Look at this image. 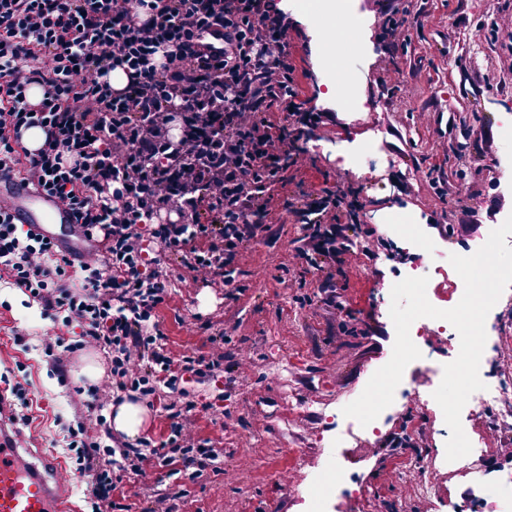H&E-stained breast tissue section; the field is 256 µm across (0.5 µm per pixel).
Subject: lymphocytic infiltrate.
Instances as JSON below:
<instances>
[{
	"instance_id": "obj_1",
	"label": "lymphocytic infiltrate",
	"mask_w": 512,
	"mask_h": 512,
	"mask_svg": "<svg viewBox=\"0 0 512 512\" xmlns=\"http://www.w3.org/2000/svg\"><path fill=\"white\" fill-rule=\"evenodd\" d=\"M373 4L375 88L390 96L429 9L426 0ZM299 37L281 0H0V180L55 198L91 245L81 285L69 284L54 241L19 232L0 212V276L80 327L72 342L52 330L39 337L51 372L67 375L83 350L110 355L104 385L90 387L93 406L67 426L92 512H131L134 498L141 512H180V494L130 490L132 476L153 457L196 480L224 456L198 438L199 406L181 382L223 373L231 339L210 337L205 354L167 351L159 312L175 271L238 300L258 278L241 268L243 252L289 222L299 227L294 259L326 309L347 316L338 283L352 233L370 259L389 245L382 226H362L351 186L310 183L296 200L279 193L315 166L304 132L341 123L321 105L298 109ZM118 68L120 92L108 79ZM32 127L45 134L33 155L23 144ZM127 401L161 406L167 434L112 432L104 408Z\"/></svg>"
}]
</instances>
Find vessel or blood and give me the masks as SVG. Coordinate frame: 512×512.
Here are the masks:
<instances>
[{"mask_svg":"<svg viewBox=\"0 0 512 512\" xmlns=\"http://www.w3.org/2000/svg\"><path fill=\"white\" fill-rule=\"evenodd\" d=\"M0 209L10 211L19 223L30 225L34 232L50 234L53 225L64 224L68 234L60 238V247L70 260L78 253L71 240L81 230L71 224L70 216L46 195L22 181L0 182ZM68 492L60 482L55 463L45 459L25 460L16 445V437L0 422V512H68Z\"/></svg>","mask_w":512,"mask_h":512,"instance_id":"obj_1","label":"vessel or blood"}]
</instances>
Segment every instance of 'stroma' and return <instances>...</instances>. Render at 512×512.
<instances>
[{"label":"stroma","mask_w":512,"mask_h":512,"mask_svg":"<svg viewBox=\"0 0 512 512\" xmlns=\"http://www.w3.org/2000/svg\"><path fill=\"white\" fill-rule=\"evenodd\" d=\"M429 5L431 14L414 28L412 42L415 58L430 70L431 77L418 84L411 75L403 76L402 84L408 89L404 96L407 111H394L385 97L374 92L377 52L347 54L340 63L351 68L365 98L375 101L379 123L398 128L406 135L410 142L406 154L413 168L425 172L441 162L456 173L461 194L449 198V207L462 202L480 206L488 189L487 171L493 165L492 158L479 142L462 133L460 124L445 129L422 124L417 109L429 103L467 121L487 123L489 113L512 110V73L499 85H485L475 79V70L484 68L502 51L501 45L482 36L492 23L489 0H430ZM293 18L301 33L300 66L317 77L320 85H328V75L321 68L322 47L314 43L312 36L317 22L299 12ZM454 20L459 21L465 34L457 44L440 36L444 25ZM363 137V131L358 129L338 128L324 133V152L317 157L311 180L320 183L342 178L352 187H359V172L337 167L334 157L337 151ZM385 176L392 193L382 200L363 198V225H374L377 210L385 206L440 217L441 207L430 198L428 185L409 183L401 169H386ZM296 234V226L286 224L278 236L260 237L247 248L242 259L244 269L261 270L265 276L238 301L225 300L219 287L178 277L172 280V298L161 311L162 327L172 352L206 353L209 336L223 330L233 336L235 344L252 361L251 370L244 375L231 372L213 382L189 378L184 383L198 402L208 406L197 422L200 438L222 443L224 464L243 461L241 480L228 482L223 473L209 472L192 482L154 461L146 464L134 480L142 488L186 490V512H294L279 475L290 469L302 473L314 470L317 448L310 439L297 438L289 428L286 411L293 399L312 397L328 408L355 400L375 367L383 365L392 354V341L340 332L335 319L326 314L314 284L293 287V280L302 275L300 265L281 272L270 267L271 255L284 257L291 252ZM347 264L344 294L355 323L387 328L386 311L377 306L376 293L385 286L381 272L388 269V261L376 264L356 253ZM22 310L29 313V320H18L17 314ZM52 327V318L43 316L36 304L0 280V375L21 382L26 389L22 426L26 453L61 461L75 512H86L82 477L65 449L63 437L66 422L81 404L90 400V382L77 377V370L89 363L106 369L108 355L94 350L84 353L76 363V371L69 373L66 382H58L32 340L24 344L15 339L20 329L27 330L33 338ZM283 358L288 361V385L284 388L269 378L270 371ZM432 427L429 416L399 405L382 431L405 433L415 439V447L390 455L378 445L343 458V465L359 477L377 512H421L404 473L411 460L435 456V440L425 435Z\"/></svg>","instance_id":"35a3bbf8"}]
</instances>
